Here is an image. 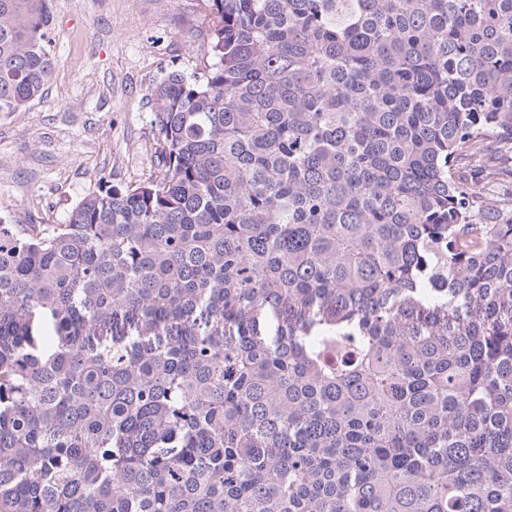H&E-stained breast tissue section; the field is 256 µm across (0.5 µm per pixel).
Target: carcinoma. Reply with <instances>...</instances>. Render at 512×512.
<instances>
[{
  "instance_id": "1",
  "label": "carcinoma",
  "mask_w": 512,
  "mask_h": 512,
  "mask_svg": "<svg viewBox=\"0 0 512 512\" xmlns=\"http://www.w3.org/2000/svg\"><path fill=\"white\" fill-rule=\"evenodd\" d=\"M203 3L158 174L0 213V512H512V0ZM491 164V167H489L492 172L491 177L495 182L503 185L505 192L510 196L512 192V153L507 156L498 155L497 159Z\"/></svg>"
}]
</instances>
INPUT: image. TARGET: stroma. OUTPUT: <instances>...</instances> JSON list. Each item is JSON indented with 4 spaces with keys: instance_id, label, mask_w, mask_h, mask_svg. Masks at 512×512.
I'll return each instance as SVG.
<instances>
[{
    "instance_id": "1",
    "label": "stroma",
    "mask_w": 512,
    "mask_h": 512,
    "mask_svg": "<svg viewBox=\"0 0 512 512\" xmlns=\"http://www.w3.org/2000/svg\"><path fill=\"white\" fill-rule=\"evenodd\" d=\"M204 15L201 0H53L48 90L0 112V209L14 223H64L99 178L156 170L149 94L167 69L213 64Z\"/></svg>"
}]
</instances>
